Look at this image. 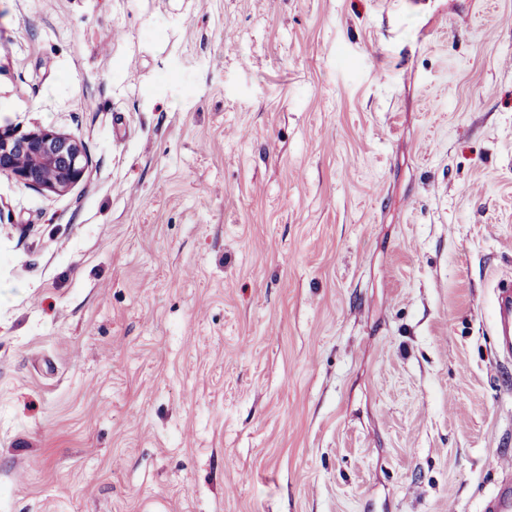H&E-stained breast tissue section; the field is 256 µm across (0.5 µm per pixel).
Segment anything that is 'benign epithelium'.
I'll list each match as a JSON object with an SVG mask.
<instances>
[{
	"label": "benign epithelium",
	"mask_w": 512,
	"mask_h": 512,
	"mask_svg": "<svg viewBox=\"0 0 512 512\" xmlns=\"http://www.w3.org/2000/svg\"><path fill=\"white\" fill-rule=\"evenodd\" d=\"M86 164L83 144L71 135L45 127H0V173L28 187L64 192L82 179Z\"/></svg>",
	"instance_id": "1"
}]
</instances>
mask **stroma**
<instances>
[{
	"mask_svg": "<svg viewBox=\"0 0 512 512\" xmlns=\"http://www.w3.org/2000/svg\"><path fill=\"white\" fill-rule=\"evenodd\" d=\"M0 512H479L512 469V0H0ZM86 164L83 144L71 135L53 128L0 126V173L25 186L64 192L82 179ZM493 334L505 361L512 359V277H500L494 286Z\"/></svg>",
	"mask_w": 512,
	"mask_h": 512,
	"instance_id": "stroma-1",
	"label": "stroma"
}]
</instances>
